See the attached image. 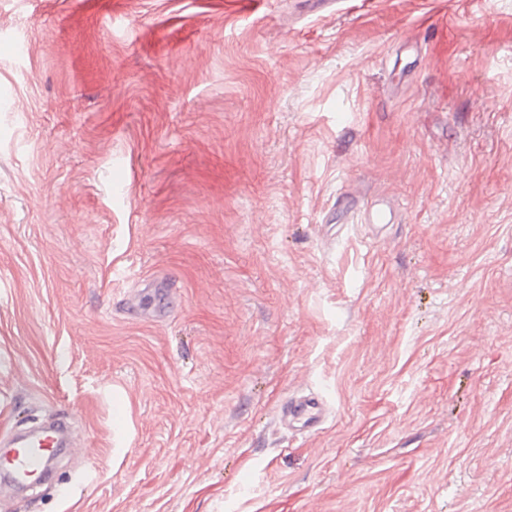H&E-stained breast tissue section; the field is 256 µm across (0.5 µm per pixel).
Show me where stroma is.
Returning a JSON list of instances; mask_svg holds the SVG:
<instances>
[{
    "mask_svg": "<svg viewBox=\"0 0 512 512\" xmlns=\"http://www.w3.org/2000/svg\"><path fill=\"white\" fill-rule=\"evenodd\" d=\"M55 414L0 512H512V0H0V440ZM289 414H294L303 419L304 426L315 429L323 422L322 404L316 399H306L288 409ZM11 443L15 449L6 470L15 481L23 484H28L35 477L43 475L44 461L50 454V450L69 447L75 453H81L83 447L67 436L63 424L59 422L19 434L12 439ZM31 448H46V450Z\"/></svg>",
    "mask_w": 512,
    "mask_h": 512,
    "instance_id": "35a3bbf8",
    "label": "stroma"
}]
</instances>
